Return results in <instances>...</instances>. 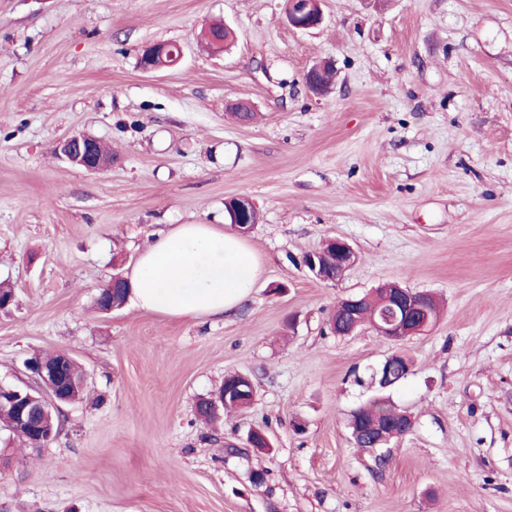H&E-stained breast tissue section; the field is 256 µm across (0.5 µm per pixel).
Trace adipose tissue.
Instances as JSON below:
<instances>
[{
	"mask_svg": "<svg viewBox=\"0 0 512 512\" xmlns=\"http://www.w3.org/2000/svg\"><path fill=\"white\" fill-rule=\"evenodd\" d=\"M259 257L217 224H179L139 252L129 278L136 306L171 319L220 317L247 299Z\"/></svg>",
	"mask_w": 512,
	"mask_h": 512,
	"instance_id": "ef3b65f1",
	"label": "adipose tissue"
}]
</instances>
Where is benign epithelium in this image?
<instances>
[{
  "label": "benign epithelium",
  "instance_id": "obj_1",
  "mask_svg": "<svg viewBox=\"0 0 512 512\" xmlns=\"http://www.w3.org/2000/svg\"><path fill=\"white\" fill-rule=\"evenodd\" d=\"M288 24L301 31H307L320 26L324 16L320 8V0H292L287 12ZM167 52L166 46L157 44L147 45L142 49L146 55L147 63L143 66L145 71H154L162 68L158 60L164 58ZM98 140L85 133H75L62 140L57 146L58 154L70 163L85 169L88 172L97 173L112 167V159H104L97 151ZM239 221L234 223L237 232L245 234L250 231L251 225L244 221L242 215L253 208L252 201L247 197L235 198ZM327 245L336 249L338 267L347 271L356 261V253L353 248L341 238H332ZM384 302L387 307L373 321L372 329L380 336L394 342L401 343L413 336L421 335L431 327L427 314L429 294L414 292L403 288L396 283H387L382 286ZM360 306V300L349 298L346 300L345 309L351 313L352 320L347 325L331 321L330 327L338 336H349L359 330V322L356 311ZM72 357L67 353H60V358L54 363H46L40 356L35 355L26 360L25 366L36 378L42 393L36 396L31 392L0 383V403L7 400L16 405V422L18 428L28 431L42 417L63 410V406L73 402L72 391L77 389L74 384L69 385V390L62 391L65 367Z\"/></svg>",
  "mask_w": 512,
  "mask_h": 512
}]
</instances>
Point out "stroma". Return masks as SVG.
<instances>
[{"label": "stroma", "mask_w": 512, "mask_h": 512, "mask_svg": "<svg viewBox=\"0 0 512 512\" xmlns=\"http://www.w3.org/2000/svg\"><path fill=\"white\" fill-rule=\"evenodd\" d=\"M321 7L298 31L284 0H0V382L36 388V351L90 382L49 445L0 448V512H512V0ZM216 20L236 31L220 54L198 39ZM151 43L180 61L142 70ZM320 61L336 77L317 96ZM74 133L112 167L64 161ZM239 196L263 273L233 314L96 309L157 236L225 223ZM336 237L357 260L319 281L303 259ZM388 281L441 302L429 334L330 331ZM399 348L391 399L414 426L368 453L348 416ZM235 372L253 403L199 422ZM257 429L271 451L246 447Z\"/></svg>", "instance_id": "35a3bbf8"}]
</instances>
